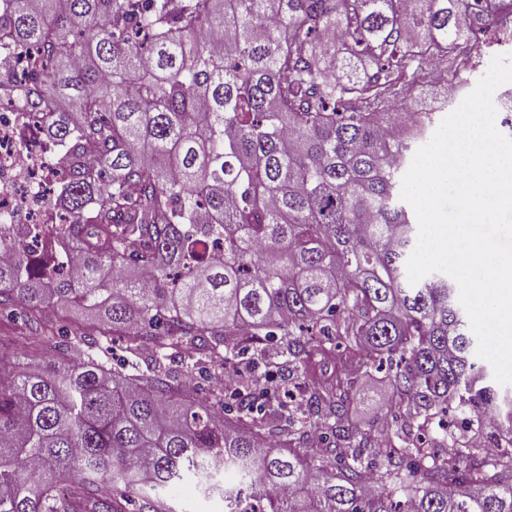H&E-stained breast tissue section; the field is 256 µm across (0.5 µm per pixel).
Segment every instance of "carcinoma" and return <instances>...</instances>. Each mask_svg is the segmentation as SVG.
Returning <instances> with one entry per match:
<instances>
[{"instance_id": "obj_1", "label": "carcinoma", "mask_w": 512, "mask_h": 512, "mask_svg": "<svg viewBox=\"0 0 512 512\" xmlns=\"http://www.w3.org/2000/svg\"><path fill=\"white\" fill-rule=\"evenodd\" d=\"M469 0H0V97L60 151V223L0 222V310L94 317L91 353L0 359V512H175L187 479L224 512H512V393L476 355L448 279L408 281L402 172L432 113L402 91L469 49ZM224 241V257L207 245ZM276 342L270 353L264 343ZM343 349L386 370L408 424L362 432L344 377L280 390ZM253 351L278 375L235 423L174 362ZM454 408L439 440L418 432ZM332 446L309 448L310 435ZM386 443L376 486L366 475Z\"/></svg>"}]
</instances>
